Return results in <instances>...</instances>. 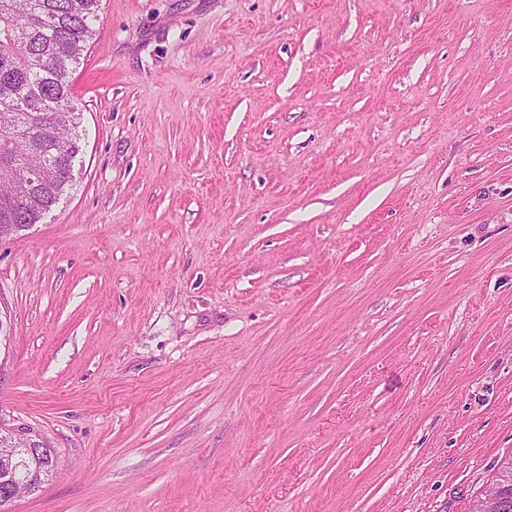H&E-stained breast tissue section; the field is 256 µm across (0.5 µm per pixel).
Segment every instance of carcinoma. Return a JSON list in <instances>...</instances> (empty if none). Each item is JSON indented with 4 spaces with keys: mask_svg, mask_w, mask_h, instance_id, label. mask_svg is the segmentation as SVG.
Returning <instances> with one entry per match:
<instances>
[{
    "mask_svg": "<svg viewBox=\"0 0 512 512\" xmlns=\"http://www.w3.org/2000/svg\"><path fill=\"white\" fill-rule=\"evenodd\" d=\"M101 0H0V235L37 224L72 182L80 152L73 69ZM492 478L512 512V455Z\"/></svg>",
    "mask_w": 512,
    "mask_h": 512,
    "instance_id": "1",
    "label": "carcinoma"
}]
</instances>
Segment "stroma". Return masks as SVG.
<instances>
[{
	"label": "stroma",
	"mask_w": 512,
	"mask_h": 512,
	"mask_svg": "<svg viewBox=\"0 0 512 512\" xmlns=\"http://www.w3.org/2000/svg\"><path fill=\"white\" fill-rule=\"evenodd\" d=\"M73 186L0 242V512H468L512 452V0H101ZM7 433V440L11 446L10 452L4 457L5 462L0 464V499L2 502H12L18 498L15 494L17 489L25 493L33 491L41 483V472H39L38 459L45 455L51 446L39 434H36L24 427L8 428L0 425V436ZM23 441L19 446L18 442ZM27 466V474H19L15 466L19 463Z\"/></svg>",
	"instance_id": "35a3bbf8"
}]
</instances>
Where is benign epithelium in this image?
<instances>
[{"instance_id":"1","label":"benign epithelium","mask_w":512,"mask_h":512,"mask_svg":"<svg viewBox=\"0 0 512 512\" xmlns=\"http://www.w3.org/2000/svg\"><path fill=\"white\" fill-rule=\"evenodd\" d=\"M4 434L7 435L10 452L0 465V500L9 503L17 499L16 490L21 489L29 493L40 485L38 459L46 454L51 446L42 436L24 427L6 429L0 426V436ZM483 495L489 512H498L502 509L503 493L500 484H486Z\"/></svg>"}]
</instances>
